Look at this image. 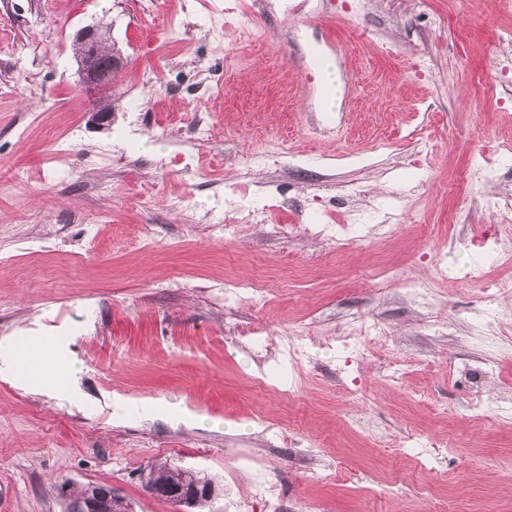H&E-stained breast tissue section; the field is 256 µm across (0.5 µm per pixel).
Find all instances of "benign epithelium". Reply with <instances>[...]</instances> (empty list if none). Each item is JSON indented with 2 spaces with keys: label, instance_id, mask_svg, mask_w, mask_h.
Listing matches in <instances>:
<instances>
[{
  "label": "benign epithelium",
  "instance_id": "obj_1",
  "mask_svg": "<svg viewBox=\"0 0 512 512\" xmlns=\"http://www.w3.org/2000/svg\"><path fill=\"white\" fill-rule=\"evenodd\" d=\"M77 48L75 60L81 77L82 88L85 92L100 98L107 96L112 90V83L123 65L121 54L105 46L103 35L96 26H86L74 36ZM148 492L155 497L163 498L176 507V512H187L195 498L204 491L215 496V487L196 485L191 488L184 486H169L162 489L151 481H145ZM117 498L115 490L107 485H91L87 487L84 509L85 512H106L111 500Z\"/></svg>",
  "mask_w": 512,
  "mask_h": 512
}]
</instances>
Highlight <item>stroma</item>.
Instances as JSON below:
<instances>
[{
	"label": "stroma",
	"instance_id": "1",
	"mask_svg": "<svg viewBox=\"0 0 512 512\" xmlns=\"http://www.w3.org/2000/svg\"><path fill=\"white\" fill-rule=\"evenodd\" d=\"M87 25L126 59L105 124ZM511 30L497 0H0V512L89 484L174 512L144 486L164 461L218 483L201 512H512V294L464 277L475 224L512 281V224L466 177L492 146L512 185ZM392 192L389 236L337 227ZM44 342L74 380L17 368Z\"/></svg>",
	"mask_w": 512,
	"mask_h": 512
}]
</instances>
